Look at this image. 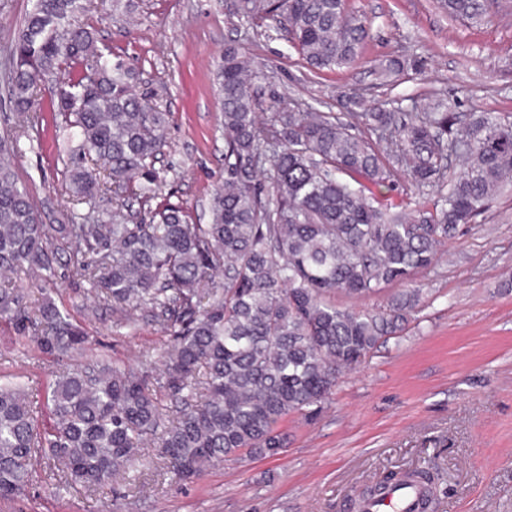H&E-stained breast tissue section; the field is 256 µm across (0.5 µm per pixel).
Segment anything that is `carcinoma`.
I'll list each match as a JSON object with an SVG mask.
<instances>
[{"instance_id": "obj_1", "label": "carcinoma", "mask_w": 512, "mask_h": 512, "mask_svg": "<svg viewBox=\"0 0 512 512\" xmlns=\"http://www.w3.org/2000/svg\"><path fill=\"white\" fill-rule=\"evenodd\" d=\"M440 3L470 24L487 12V0ZM91 7L36 0L9 50L14 126L39 128L40 85L54 78L59 131L79 141L62 177L88 211L43 223L19 182L10 133L0 135V273L26 275L43 295L30 309L17 289L0 288V321L58 361L46 424L20 382H0V498L33 484L38 458L56 494L105 486L152 446L181 483L244 452L278 453L275 425L320 407L419 305L414 288L376 312L338 305L336 296L364 298L431 267L439 247L512 183L511 115L467 121L437 100L406 116L353 93L342 101L347 122L284 106L264 124L255 85L267 75L247 69L229 43L217 72L224 183L210 196L209 223L192 224L182 205L157 193L169 113L136 89L133 68L98 49L95 29L73 21ZM231 13L273 20L315 72L355 69L368 35L349 0H245ZM396 166L417 189L447 193L431 211L389 213L366 191L393 188ZM128 192L148 218L129 220L114 206ZM62 254L71 276L119 317L153 314L168 336L162 369L79 360L89 332L47 292ZM161 390L176 404L171 421Z\"/></svg>"}]
</instances>
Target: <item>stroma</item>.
<instances>
[{"mask_svg": "<svg viewBox=\"0 0 512 512\" xmlns=\"http://www.w3.org/2000/svg\"><path fill=\"white\" fill-rule=\"evenodd\" d=\"M94 5L83 23L170 114L155 167L163 195L182 203L195 224L207 223L209 194L224 180L214 79L227 42L267 71L258 89L264 114L276 97L339 113L353 91L404 113L438 97L465 115L512 114V0H494L472 25L450 18L437 0H350L367 22L363 62L321 74L302 64L286 33L229 15L226 0H134L117 23L112 0ZM393 56L419 67L394 85L378 84L373 67ZM39 96L44 122L18 134L17 171L44 223L62 224L73 207L59 163L68 145L48 110L51 88ZM70 266L61 256L52 296L90 332V356L135 367L160 349L166 335L151 313L117 322ZM411 283L424 293L404 330L342 376L318 411L280 421L279 454L216 464L188 484L144 467L116 493L79 488L56 498L37 481L0 499V512H354L353 496L387 471L418 467L435 474L431 512H512V190ZM52 368L0 322V375L23 376L34 407L44 402Z\"/></svg>", "mask_w": 512, "mask_h": 512, "instance_id": "35a3bbf8", "label": "stroma"}]
</instances>
